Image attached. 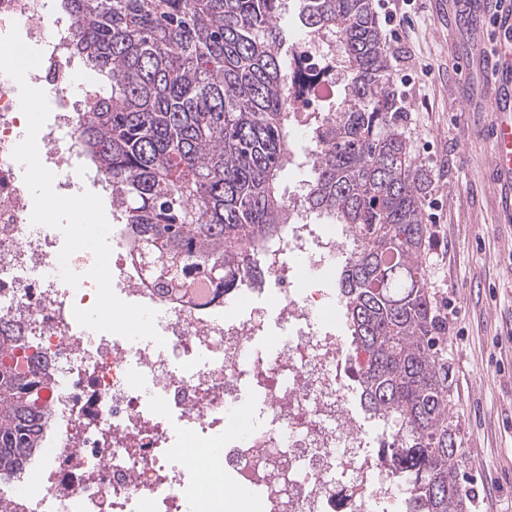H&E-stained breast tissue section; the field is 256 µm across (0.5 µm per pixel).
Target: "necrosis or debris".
Returning a JSON list of instances; mask_svg holds the SVG:
<instances>
[{"instance_id": "4bbe7bcc", "label": "necrosis or debris", "mask_w": 512, "mask_h": 512, "mask_svg": "<svg viewBox=\"0 0 512 512\" xmlns=\"http://www.w3.org/2000/svg\"><path fill=\"white\" fill-rule=\"evenodd\" d=\"M18 27L42 53L27 75L55 105L37 136L57 193L98 189L103 174L81 162L74 127L86 98L69 61L73 25L46 0H0V37ZM27 121L18 85L0 74V326L24 336L19 371L48 374L39 453L0 480V512H233L226 481L251 489L265 512H392L399 494L372 445L348 416L344 343L319 325L321 290L307 288L345 248L288 199L286 233L262 258L287 336L268 333L264 286L240 310L206 281L192 301L168 298L143 275L124 225L109 234L110 271L123 301L157 312L165 346L80 326L96 286L91 252L69 259L78 287L59 273L62 233L30 221L32 195L12 157ZM262 394L268 419L232 425L243 391Z\"/></svg>"}]
</instances>
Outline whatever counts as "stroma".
<instances>
[{
    "label": "stroma",
    "instance_id": "obj_1",
    "mask_svg": "<svg viewBox=\"0 0 512 512\" xmlns=\"http://www.w3.org/2000/svg\"><path fill=\"white\" fill-rule=\"evenodd\" d=\"M484 0H418L393 58L413 85L395 82L413 154L424 171L428 288L450 328L444 339L461 487L471 512L512 507V223L486 167L498 86L483 57L512 48Z\"/></svg>",
    "mask_w": 512,
    "mask_h": 512
}]
</instances>
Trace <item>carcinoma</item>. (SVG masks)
<instances>
[{
	"label": "carcinoma",
	"mask_w": 512,
	"mask_h": 512,
	"mask_svg": "<svg viewBox=\"0 0 512 512\" xmlns=\"http://www.w3.org/2000/svg\"><path fill=\"white\" fill-rule=\"evenodd\" d=\"M286 0H61L72 56L103 73L79 137L106 177L144 276L179 297L199 280L241 289L264 278L251 252L280 239L279 181L312 129L310 212L352 233L336 283L351 331L356 399L381 428L402 512H470L440 317L422 253L423 183L393 89L391 48L373 0H298L306 36L336 50L340 102L321 119L290 111ZM0 337V476L32 452L47 379L14 366Z\"/></svg>",
	"instance_id": "1"
}]
</instances>
